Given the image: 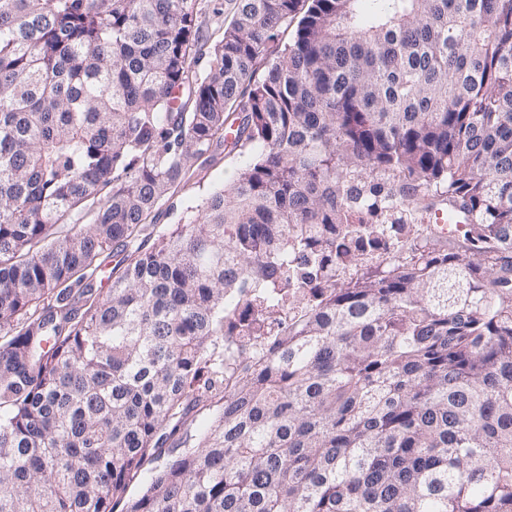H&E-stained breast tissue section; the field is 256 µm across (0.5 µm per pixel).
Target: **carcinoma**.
<instances>
[{"mask_svg":"<svg viewBox=\"0 0 512 512\" xmlns=\"http://www.w3.org/2000/svg\"><path fill=\"white\" fill-rule=\"evenodd\" d=\"M366 2L0 0V512H512V0ZM198 25L202 38L199 41L191 65L192 77L202 75L207 69L214 44L220 40L224 27L233 16L231 0H197ZM226 152H224V147H221L213 160L200 165L201 159L194 165L195 173L190 181L178 191L172 200L166 201L160 206L152 223L144 224L137 243L145 241L149 246L158 235L168 231L176 224H183L186 220L184 208L188 204L187 200L200 201L208 193L228 184L237 171L250 160L246 154L225 157Z\"/></svg>","mask_w":512,"mask_h":512,"instance_id":"obj_1","label":"carcinoma"}]
</instances>
